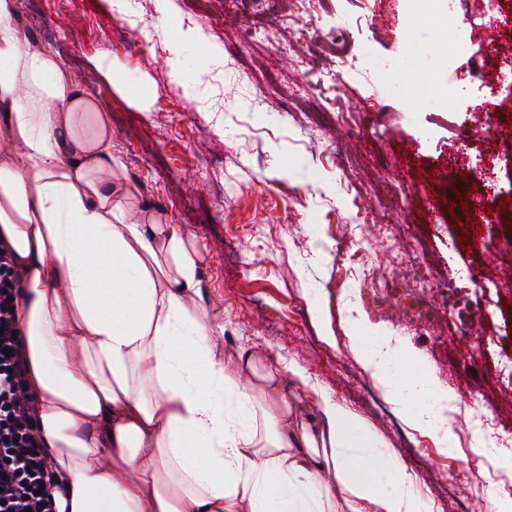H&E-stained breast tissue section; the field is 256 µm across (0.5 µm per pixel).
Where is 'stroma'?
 I'll use <instances>...</instances> for the list:
<instances>
[{
  "instance_id": "35a3bbf8",
  "label": "stroma",
  "mask_w": 512,
  "mask_h": 512,
  "mask_svg": "<svg viewBox=\"0 0 512 512\" xmlns=\"http://www.w3.org/2000/svg\"><path fill=\"white\" fill-rule=\"evenodd\" d=\"M348 25L346 55L300 67L311 35L336 19ZM28 44L60 58L71 80L111 113L112 151L140 199L181 226L202 252L206 300L224 323V364L242 347L267 363L293 361L311 384L346 406L416 477L432 512H479L498 492L496 455H476L469 413L512 429V181L496 221L463 241L461 204L471 180L450 175L457 146L449 123L473 126L489 96V62L452 58L441 78L473 86L454 113L404 96L399 86L437 68L427 47L443 35L418 15L416 0H141L137 14L110 0H32ZM126 29L136 53L113 43ZM251 29L248 58L227 53ZM108 56L112 73L92 63ZM171 101L174 111H160ZM355 156L350 177L341 155ZM414 259L434 278L423 294L400 282ZM397 281L393 297L372 296ZM477 323L485 362H469V339L448 327L444 296ZM431 320L417 324L415 312ZM374 334L408 349L453 394L445 429L403 420L360 360ZM451 433L452 448L442 437ZM457 485L449 495V485Z\"/></svg>"
}]
</instances>
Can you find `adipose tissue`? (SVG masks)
I'll return each mask as SVG.
<instances>
[{
    "label": "adipose tissue",
    "mask_w": 512,
    "mask_h": 512,
    "mask_svg": "<svg viewBox=\"0 0 512 512\" xmlns=\"http://www.w3.org/2000/svg\"><path fill=\"white\" fill-rule=\"evenodd\" d=\"M0 111L19 153L0 159V240L23 272L19 328L58 512H429L405 466L309 377L242 348L224 368L202 253L155 210L130 207L112 125L17 0H0ZM364 361L410 422L452 400L411 354Z\"/></svg>",
    "instance_id": "ef3b65f1"
}]
</instances>
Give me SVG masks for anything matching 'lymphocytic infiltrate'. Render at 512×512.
<instances>
[{"label":"lymphocytic infiltrate","mask_w":512,"mask_h":512,"mask_svg":"<svg viewBox=\"0 0 512 512\" xmlns=\"http://www.w3.org/2000/svg\"><path fill=\"white\" fill-rule=\"evenodd\" d=\"M22 272L10 245L0 241V512H56L62 485L43 450L34 422L37 401L25 387L28 366L18 319L11 306L20 299Z\"/></svg>","instance_id":"f902f5d3"}]
</instances>
